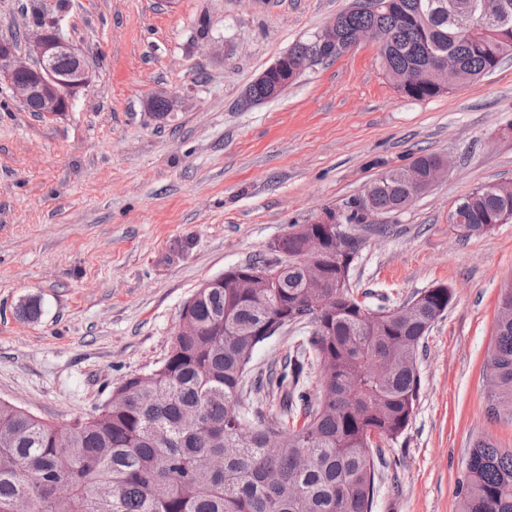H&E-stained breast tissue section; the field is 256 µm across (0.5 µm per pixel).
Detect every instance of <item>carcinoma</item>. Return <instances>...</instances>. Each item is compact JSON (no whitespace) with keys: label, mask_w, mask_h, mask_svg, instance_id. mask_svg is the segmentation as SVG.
Instances as JSON below:
<instances>
[{"label":"carcinoma","mask_w":512,"mask_h":512,"mask_svg":"<svg viewBox=\"0 0 512 512\" xmlns=\"http://www.w3.org/2000/svg\"><path fill=\"white\" fill-rule=\"evenodd\" d=\"M480 0H357L335 19L336 43L299 41L288 62L267 82L248 90L264 101L302 75L309 58L332 61L353 34L366 30L379 44L387 74L405 96L424 100L495 70L512 57V19L504 26L473 29L456 17ZM434 57L456 58L461 67L436 70ZM384 213L408 207L415 195L407 166L387 170L366 188ZM511 214L512 186L480 187L453 214L467 236L490 230ZM293 224L276 241L286 270L271 288H199L190 297L192 336L173 338L155 368L152 385L127 379L116 393L123 407L64 426L45 423L0 401V512H372L380 446L408 428L421 395L417 360L423 340L448 309L449 288H435L420 304L380 307L385 318L369 330V307L344 285L361 247L336 236V268L324 288V310L305 306L300 257L306 235ZM281 316L310 323L307 354L289 357L257 380L280 398L283 413L265 419L242 404L237 392L253 352L255 335ZM319 366L315 397L303 390L307 356ZM489 411L512 421V285L497 309L486 358ZM71 460L65 472L59 456ZM107 483L112 496L99 497ZM460 512H512V451L478 441L459 481Z\"/></svg>","instance_id":"cac0c4a2"}]
</instances>
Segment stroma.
I'll list each match as a JSON object with an SVG mask.
<instances>
[{
  "label": "stroma",
  "instance_id": "stroma-1",
  "mask_svg": "<svg viewBox=\"0 0 512 512\" xmlns=\"http://www.w3.org/2000/svg\"><path fill=\"white\" fill-rule=\"evenodd\" d=\"M353 0H0V39L32 10L59 20L91 74L72 109L27 111L0 84V400L53 425L95 414L165 357L200 285L267 250L289 225L344 209L418 152L451 167L405 210L358 225L350 271L370 307L448 285L418 359L406 431L384 442L372 512H458L474 443L512 449L487 414L484 367L512 284V222L464 237L458 201L512 182V58L425 100L397 90L375 42L305 71L277 99L248 86ZM175 96L167 119L146 100ZM38 301L41 315L21 308ZM288 328L250 379L300 352Z\"/></svg>",
  "mask_w": 512,
  "mask_h": 512
}]
</instances>
